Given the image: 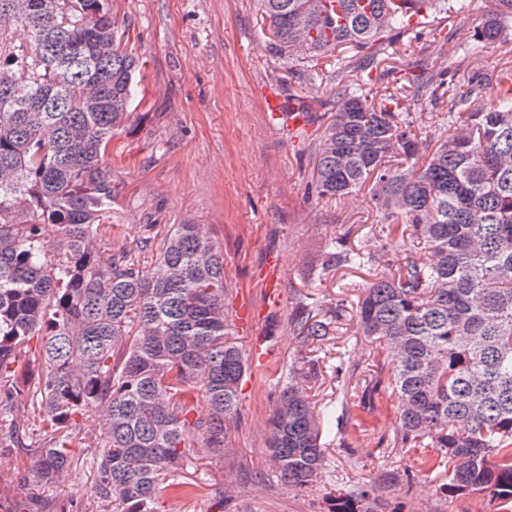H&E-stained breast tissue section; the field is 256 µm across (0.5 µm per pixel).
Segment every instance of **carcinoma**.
I'll return each mask as SVG.
<instances>
[{"instance_id":"1","label":"carcinoma","mask_w":512,"mask_h":512,"mask_svg":"<svg viewBox=\"0 0 512 512\" xmlns=\"http://www.w3.org/2000/svg\"><path fill=\"white\" fill-rule=\"evenodd\" d=\"M274 49L310 64L305 84L336 58V115L325 128L312 181L325 198L368 181L387 238L416 240L413 256L364 289L361 332L395 371L368 383L392 403L401 444L435 448L449 493L512 502V66L460 79L467 50L508 39L512 0H492L446 71L422 73L416 100L448 98V137L433 152L410 121L370 92L401 34L424 12L456 17L467 0H258ZM0 0V448L45 433L35 471L44 484L73 467V416L106 404L93 485L114 512H154L159 494L187 497L178 474L194 465L192 438L224 451L248 371L224 318V255L198 224H177L140 273L124 252L102 254L112 230L106 155L128 115L138 59L121 46L108 0ZM93 85L102 104L88 111ZM482 100L479 107L473 106ZM20 197L25 211L16 210ZM57 227L48 242L43 225ZM375 261L344 240L325 266ZM296 330L320 340L331 322L309 311ZM41 337L39 348L30 340ZM27 392L22 412L15 398ZM209 413L191 420L198 401ZM8 434H3V431ZM268 458L281 481L321 473V421L288 369L268 421ZM332 512H374L369 491L335 499Z\"/></svg>"}]
</instances>
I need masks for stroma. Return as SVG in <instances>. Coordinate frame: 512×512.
<instances>
[{"label":"stroma","mask_w":512,"mask_h":512,"mask_svg":"<svg viewBox=\"0 0 512 512\" xmlns=\"http://www.w3.org/2000/svg\"><path fill=\"white\" fill-rule=\"evenodd\" d=\"M123 32V47L143 60L130 116L112 141V233L103 253L126 252L142 270L172 225L200 224L224 253V314L232 341L251 355L266 334L263 279L280 264V306L273 355L253 359L241 405L228 432L227 451L198 460L182 480L198 483L195 497L161 493L155 512H329L332 499L370 488L379 512H512L476 493L448 495L444 473L425 471L422 449L394 446L400 434L393 410L365 403L361 378L387 377L391 362H378L357 325L356 309L378 267L323 269L330 242L406 260L410 244L380 235V215L370 187L355 199L318 197L311 187L315 147L334 118L335 81L307 91L297 69L270 47L257 0H109ZM491 0H470L455 19L430 15L420 39L400 37L388 65L419 73L422 65L447 67L441 52L449 32L470 40ZM379 97L399 96L427 149L448 129L446 101L417 105L400 97L395 79L379 82ZM275 92L304 107L305 125L292 130L264 109ZM249 303L253 325L239 322ZM332 319L321 341L296 335L301 307ZM301 370V385L321 413L325 464L305 486L284 484L270 466L266 421L275 407L280 377ZM99 408L76 416L74 466L67 482L36 483L33 469L42 432L26 450L0 453V500L22 512L30 498L63 505L66 512H103L92 491L93 459L100 438Z\"/></svg>","instance_id":"1"}]
</instances>
